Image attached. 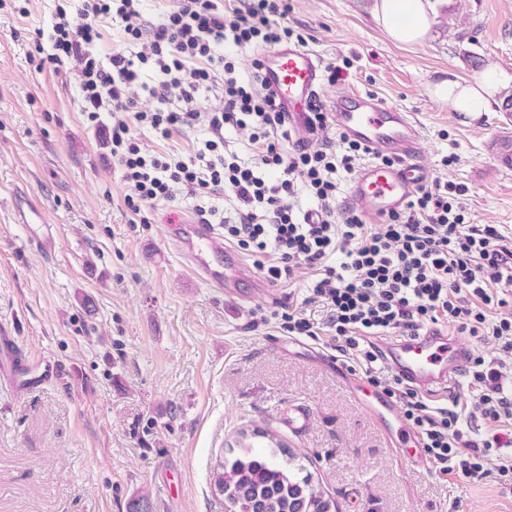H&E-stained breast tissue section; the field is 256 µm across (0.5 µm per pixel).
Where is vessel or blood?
I'll return each instance as SVG.
<instances>
[{"mask_svg":"<svg viewBox=\"0 0 512 512\" xmlns=\"http://www.w3.org/2000/svg\"><path fill=\"white\" fill-rule=\"evenodd\" d=\"M262 60V79L281 105L289 133L299 140L309 138L306 102L320 86L321 59L302 46L286 44L264 50ZM330 117L338 135L359 142L370 155L354 177L349 196L367 219L378 222L401 210L428 181L430 170L418 160L421 128L410 114L377 96L342 89L331 99ZM167 229L179 254L201 279L234 295L238 281L250 270L234 251L218 245L215 225L184 220ZM385 352L405 384L434 394L459 383L471 349L459 337L431 330L393 339ZM4 367L10 382L22 389L60 373L55 364L18 362L11 337L0 336V369Z\"/></svg>","mask_w":512,"mask_h":512,"instance_id":"1","label":"vessel or blood"}]
</instances>
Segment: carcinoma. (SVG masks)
<instances>
[{"mask_svg": "<svg viewBox=\"0 0 512 512\" xmlns=\"http://www.w3.org/2000/svg\"><path fill=\"white\" fill-rule=\"evenodd\" d=\"M277 444L263 452L242 443L232 458L221 464L216 487L232 512H332L333 503L322 497L306 478L296 481Z\"/></svg>", "mask_w": 512, "mask_h": 512, "instance_id": "cac0c4a2", "label": "carcinoma"}]
</instances>
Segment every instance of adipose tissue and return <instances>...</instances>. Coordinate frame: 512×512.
<instances>
[{
    "label": "adipose tissue",
    "instance_id": "obj_1",
    "mask_svg": "<svg viewBox=\"0 0 512 512\" xmlns=\"http://www.w3.org/2000/svg\"><path fill=\"white\" fill-rule=\"evenodd\" d=\"M436 0H373V15L389 38L398 44L423 41L430 32ZM506 78L488 68L470 81L448 79L436 84L433 95L459 117L467 121L487 111L491 101L504 86Z\"/></svg>",
    "mask_w": 512,
    "mask_h": 512
}]
</instances>
